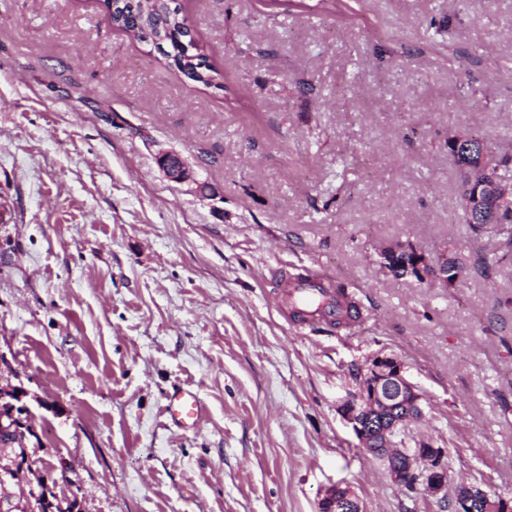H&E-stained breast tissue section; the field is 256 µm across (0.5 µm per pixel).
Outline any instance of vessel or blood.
<instances>
[{"label": "vessel or blood", "instance_id": "obj_1", "mask_svg": "<svg viewBox=\"0 0 512 512\" xmlns=\"http://www.w3.org/2000/svg\"><path fill=\"white\" fill-rule=\"evenodd\" d=\"M290 309L299 326H333L343 321H352L356 313L344 298L332 295L325 286V279L315 272L296 276L288 283L286 291ZM166 411L173 423L181 428H197L203 416V406L197 394L179 388L169 396Z\"/></svg>", "mask_w": 512, "mask_h": 512}]
</instances>
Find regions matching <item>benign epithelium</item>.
<instances>
[{
    "label": "benign epithelium",
    "instance_id": "benign-epithelium-1",
    "mask_svg": "<svg viewBox=\"0 0 512 512\" xmlns=\"http://www.w3.org/2000/svg\"><path fill=\"white\" fill-rule=\"evenodd\" d=\"M157 165L170 180L182 183L192 179L189 165L169 152L157 157ZM467 197L481 202V197L512 195V182L489 181L483 171L474 170L465 186ZM412 252L402 244L383 248L381 263L393 269V260L400 253ZM414 261L425 280L445 285L456 282L460 274L448 269V255L436 264L428 263L417 251ZM423 394L409 380L403 362L392 355H375L358 381V391L339 406L344 420L351 425L362 449L382 461L393 482L408 485L429 498L448 503L452 512H512L507 501L474 485H459L448 493L447 450L431 439L415 441L413 448L396 447L395 438L408 431L409 426L424 416ZM26 463L17 457L0 466V486L7 487L18 476ZM319 512H364L358 496L340 485L328 490L319 502Z\"/></svg>",
    "mask_w": 512,
    "mask_h": 512
}]
</instances>
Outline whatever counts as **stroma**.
<instances>
[{
  "label": "stroma",
  "mask_w": 512,
  "mask_h": 512,
  "mask_svg": "<svg viewBox=\"0 0 512 512\" xmlns=\"http://www.w3.org/2000/svg\"><path fill=\"white\" fill-rule=\"evenodd\" d=\"M206 87L104 0H0V384L24 386L81 512H448L338 406L376 354L424 396L409 438L512 501V259L458 207L452 133L512 147V0H178ZM182 156L211 194L156 157ZM456 250L452 285L385 269ZM362 320L299 329L289 276ZM205 404L199 429L164 412ZM166 412L176 426L196 429L203 416V406L194 391L178 388L168 397ZM319 512H364L360 499L349 488L336 485L319 502Z\"/></svg>",
  "instance_id": "1"
}]
</instances>
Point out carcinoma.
Here are the masks:
<instances>
[{"mask_svg": "<svg viewBox=\"0 0 512 512\" xmlns=\"http://www.w3.org/2000/svg\"><path fill=\"white\" fill-rule=\"evenodd\" d=\"M112 17V26L128 37L151 41L177 69L194 82L210 85L215 79V69L208 63L204 47L195 34L188 31L182 8L175 0H106ZM487 155L488 174L497 180L512 181V151L498 148L480 140ZM498 213L499 225L495 233L502 237L508 252L512 253V197L490 204ZM28 479L17 481L13 487L14 501H31L36 507L44 491H34Z\"/></svg>", "mask_w": 512, "mask_h": 512, "instance_id": "carcinoma-1", "label": "carcinoma"}]
</instances>
